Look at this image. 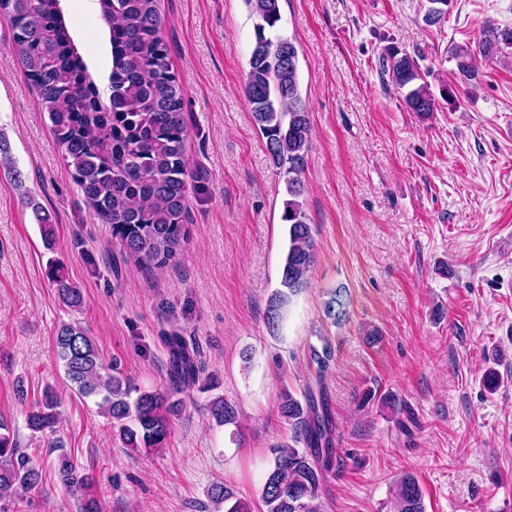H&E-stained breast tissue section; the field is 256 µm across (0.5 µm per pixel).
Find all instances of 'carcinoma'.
Instances as JSON below:
<instances>
[{
    "label": "carcinoma",
    "instance_id": "1",
    "mask_svg": "<svg viewBox=\"0 0 512 512\" xmlns=\"http://www.w3.org/2000/svg\"><path fill=\"white\" fill-rule=\"evenodd\" d=\"M255 17V45L245 85L255 124L276 165L285 168L288 199L281 220L288 242L281 265V288L267 305L266 319L276 330L292 297L307 286L315 262L313 227L301 201L300 174L310 146L311 122L300 88L298 49L277 33L280 0H245ZM108 27L112 69L103 94L89 72L65 22L61 0H0V16L12 30L10 50L41 96L52 133L79 187L86 206L102 224L110 225L123 261L145 268H163L189 241L187 193L190 172L186 158L189 131L180 82L172 69L163 36L159 0H98ZM486 56L512 51V29L489 26L478 44ZM458 78L478 79L474 54L467 46L452 52ZM385 71L403 88L419 79L415 61L392 52ZM405 104L412 112L434 111L427 84L410 90ZM62 302L80 308L82 289L69 279L64 266L49 267ZM326 315L340 322L346 315L343 290L325 303ZM169 349L166 390H141L105 362L97 344L78 324L61 325L56 336L71 390L81 398L98 399L97 406L112 420L125 448L139 452L161 447L170 431V417L182 410L176 395L196 384L213 387L212 378L199 384L201 366L183 337H165ZM58 397L47 388L27 414L34 432H52L58 420ZM280 413L292 422L293 441L274 449L262 489L266 512H322L321 488L332 465L333 421L313 390L299 399L283 394ZM209 412L219 424L236 418L235 409L217 397ZM54 473L72 493L90 488L88 477L61 453ZM42 469L18 448L7 420L0 416V503H10L18 488L38 486ZM211 502L224 512H252L232 489L212 486ZM395 512H425L424 495L411 472L398 478Z\"/></svg>",
    "mask_w": 512,
    "mask_h": 512
}]
</instances>
